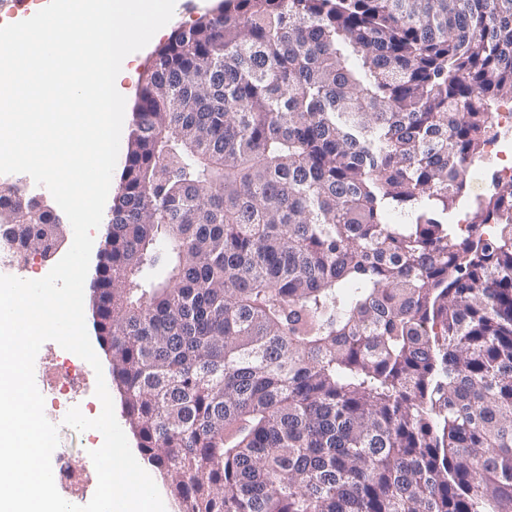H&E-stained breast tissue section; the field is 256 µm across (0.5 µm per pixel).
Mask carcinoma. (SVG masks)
Segmentation results:
<instances>
[{
	"instance_id": "obj_1",
	"label": "carcinoma",
	"mask_w": 512,
	"mask_h": 512,
	"mask_svg": "<svg viewBox=\"0 0 512 512\" xmlns=\"http://www.w3.org/2000/svg\"><path fill=\"white\" fill-rule=\"evenodd\" d=\"M512 0H222L133 109L98 342L178 512H512ZM61 217L0 185V240ZM499 142L489 145L490 151H495L497 158L500 160V164L497 169L496 159L494 155L488 152L493 156L495 161L494 168H482L476 167L470 174V186L469 193L470 194H482L487 193L492 188V172L497 169L498 176L501 177L502 180H509L512 178V154L511 156H507L504 154L502 150H497Z\"/></svg>"
}]
</instances>
